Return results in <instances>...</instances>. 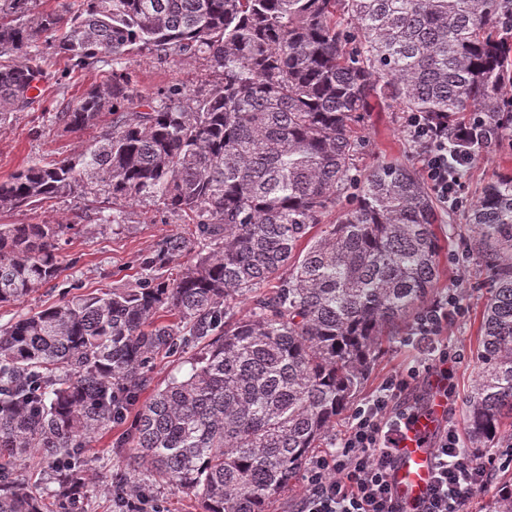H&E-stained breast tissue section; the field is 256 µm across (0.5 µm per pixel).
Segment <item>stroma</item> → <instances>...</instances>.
I'll return each mask as SVG.
<instances>
[{
	"instance_id": "stroma-1",
	"label": "stroma",
	"mask_w": 512,
	"mask_h": 512,
	"mask_svg": "<svg viewBox=\"0 0 512 512\" xmlns=\"http://www.w3.org/2000/svg\"><path fill=\"white\" fill-rule=\"evenodd\" d=\"M122 69L131 74L137 91L149 94L175 85L189 90L213 78L206 62L198 58L174 64L132 54L126 57ZM94 80V74L88 72L66 74L60 83L46 90L40 110L21 114L0 126V181L8 179L30 161H58L80 153L90 141V134L64 131L43 121L42 115L60 111L74 103ZM357 133L365 144L361 167L389 161L420 167L421 161L406 138L402 114L398 110L374 108L358 125ZM502 173H512V141L507 139L492 143L485 150L483 159L463 172L464 196L468 201H475L486 183ZM103 208L104 202L99 198L66 197L57 200L50 209L25 208L0 213V224H66L70 227L59 255L61 275L27 301L0 307V326L31 310L66 298L134 283L142 256L158 249L167 235L189 230L180 219L144 205L126 206L122 223L104 225L99 220ZM439 218L436 231L441 244L440 277L435 292L441 295L459 290L464 294L462 311L451 314L448 328L440 338L458 359L452 380L454 391L448 399L443 422L461 429L465 426L464 396L474 375V353L485 290L475 265L456 262L457 255L468 253L469 242L449 233L448 225L461 223V216L451 217L443 211ZM410 331L407 324L396 330L356 394L355 403H362L387 376L416 362L417 354L410 344ZM127 429V424L115 425L111 432L90 442L87 453L97 478L83 503L85 512H111L106 488L112 475L118 471L112 447Z\"/></svg>"
}]
</instances>
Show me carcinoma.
Here are the masks:
<instances>
[{
	"mask_svg": "<svg viewBox=\"0 0 512 512\" xmlns=\"http://www.w3.org/2000/svg\"><path fill=\"white\" fill-rule=\"evenodd\" d=\"M511 20L512 0H80L33 14L0 0V125L40 105V37L74 71L111 67L48 117L69 131L109 122L78 158L1 181L0 212L102 196L104 224L145 203L194 227L145 257L135 284L0 329V512H45L17 473L33 450L56 512H73L92 480L87 442L132 409L116 503L175 486L201 512H267L288 492L438 282L432 196L405 162L357 172L356 126L377 104L512 133ZM133 53L203 57L217 81L142 95L118 72ZM350 185L336 223L311 234ZM465 221L486 289L464 402L480 455L512 416V174ZM72 229L0 224V306L58 278ZM178 351L195 353L190 371L139 403L151 360Z\"/></svg>",
	"mask_w": 512,
	"mask_h": 512,
	"instance_id": "carcinoma-1",
	"label": "carcinoma"
}]
</instances>
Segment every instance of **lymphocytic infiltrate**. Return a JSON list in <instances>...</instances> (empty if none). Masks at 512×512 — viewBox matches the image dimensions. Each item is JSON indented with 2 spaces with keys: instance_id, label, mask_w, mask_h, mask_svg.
I'll return each mask as SVG.
<instances>
[{
  "instance_id": "lymphocytic-infiltrate-1",
  "label": "lymphocytic infiltrate",
  "mask_w": 512,
  "mask_h": 512,
  "mask_svg": "<svg viewBox=\"0 0 512 512\" xmlns=\"http://www.w3.org/2000/svg\"><path fill=\"white\" fill-rule=\"evenodd\" d=\"M485 127L482 117L449 126L447 115L410 112L405 133L418 149L425 180L440 207L460 209L467 200L461 194L460 173L470 158L448 154L452 139H478ZM461 298L452 293L426 304L418 313L412 333L426 346L425 358L387 377L379 388L351 414L349 429L335 450L310 463L308 487L296 512H403L395 499L392 472L410 432L423 415L407 394L421 379L435 376L439 394L448 397L452 388L455 357L439 338ZM489 464L472 457L457 428L443 431L433 454L431 480L420 512H466L473 495L490 482Z\"/></svg>"
}]
</instances>
